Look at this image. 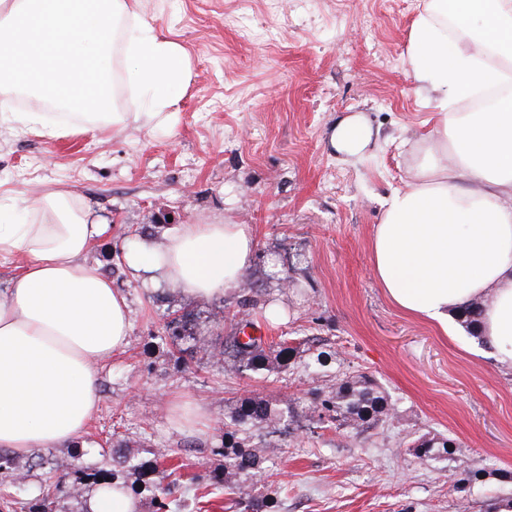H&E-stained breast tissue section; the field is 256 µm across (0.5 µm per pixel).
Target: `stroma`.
<instances>
[{"instance_id": "obj_1", "label": "stroma", "mask_w": 512, "mask_h": 512, "mask_svg": "<svg viewBox=\"0 0 512 512\" xmlns=\"http://www.w3.org/2000/svg\"><path fill=\"white\" fill-rule=\"evenodd\" d=\"M422 0H143L156 32L182 47L189 77L167 123L51 137L0 126V209L15 196L68 190L90 222L112 227L88 261L127 295L131 342L100 362L101 404L80 446L16 460L10 490L28 503L70 464L112 467L171 449L166 469L182 512H243L208 491L225 433L248 398L273 415L248 427L270 475L267 512H493L512 500V370L465 325L453 335L393 306L371 273L370 241L385 197L407 180L409 150L435 129L405 53ZM361 112L375 138L359 160L328 146L336 121ZM252 225L257 249L240 288L196 300L149 285L125 263L136 235L168 226ZM277 262L278 274L268 270ZM281 304L287 318L267 316ZM179 320L183 338L168 325ZM261 328L266 370L229 373L211 355L236 327ZM298 340L288 364L285 338ZM375 379L389 410L360 430L319 423L316 403L338 383ZM201 404L208 428L186 434L170 408ZM455 443L445 460L411 452L423 435ZM482 468L461 483L458 462Z\"/></svg>"}]
</instances>
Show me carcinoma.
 Returning <instances> with one entry per match:
<instances>
[{"label": "carcinoma", "instance_id": "carcinoma-1", "mask_svg": "<svg viewBox=\"0 0 512 512\" xmlns=\"http://www.w3.org/2000/svg\"><path fill=\"white\" fill-rule=\"evenodd\" d=\"M482 308L480 303L471 302L461 308L459 318L466 327L475 331L478 329ZM214 357L224 359V364L230 369L239 368L245 364L252 371L265 369V356L260 340L250 338L240 342V337H228L224 348L218 350ZM322 410L332 414V419L347 422L355 427L370 425L376 417L387 410V400L376 382L366 376H360L347 384L336 387L320 400ZM272 417L269 405L262 399H250L242 403L238 416V424L255 425L268 421ZM453 440L444 436L422 437L413 444V454L421 459H433L443 454H450L449 446ZM232 451L224 452V467L208 473L211 484L224 488L236 496L237 503L247 504L251 512H261L262 506L251 502V483L263 478L264 458L259 448H243L231 445ZM167 456V450H158L155 459L148 462H134L131 470L136 472L146 488L152 494L155 512H171L172 489L165 483L166 475L159 469V460ZM71 482L68 490L63 492L59 486H48L40 492L35 502L27 508V512H62L59 507L61 494L75 502L80 501L85 488L110 485L118 478L115 472L98 470L88 472L75 465L70 471Z\"/></svg>", "mask_w": 512, "mask_h": 512}]
</instances>
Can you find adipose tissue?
Segmentation results:
<instances>
[{"instance_id": "obj_1", "label": "adipose tissue", "mask_w": 512, "mask_h": 512, "mask_svg": "<svg viewBox=\"0 0 512 512\" xmlns=\"http://www.w3.org/2000/svg\"><path fill=\"white\" fill-rule=\"evenodd\" d=\"M114 51L132 62L148 111L105 107ZM407 64L438 123L384 203L373 276L396 307L447 334L463 305L482 303L481 338L512 367V0H425ZM187 80L182 48L155 33L135 0H0V90L24 84L66 98L76 86L100 106L98 124L147 126L166 119ZM487 89L499 90L497 108L458 111ZM374 136L357 112L337 121L328 144L358 158ZM29 214L37 223H23ZM111 233L65 190L0 212V264H16L0 290V448L12 454L78 440L101 403L96 362L129 344L125 292L87 261ZM256 247L249 224H182L138 239L125 259L205 300L240 285Z\"/></svg>"}]
</instances>
